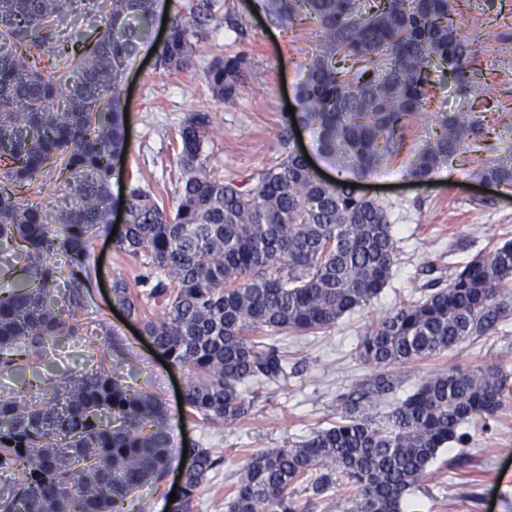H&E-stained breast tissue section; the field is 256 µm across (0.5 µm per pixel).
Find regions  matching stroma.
<instances>
[{
  "mask_svg": "<svg viewBox=\"0 0 512 512\" xmlns=\"http://www.w3.org/2000/svg\"><path fill=\"white\" fill-rule=\"evenodd\" d=\"M214 21L196 45L195 65L184 72L166 71L149 48L125 63L122 80L128 107L129 148L121 171L111 179L114 202H121L129 175L142 174L153 190L172 199L179 175L178 131L190 113L205 109L214 116L206 147V165L225 179L243 181L264 165L280 161L287 150H305L321 178L336 176L321 157L309 129L288 122V104L319 50L314 23L282 26L255 15L252 0H212ZM453 8L474 50L466 94L449 76L438 77L427 104L431 112H454L468 106L482 129L469 153L450 160L426 185L406 177L401 166L364 180L361 190L388 205L397 230V260L381 293L367 305L315 336L289 338V363L299 375L286 385L263 391L249 417L230 429L212 427L184 416L178 388L186 373L165 368L152 355V343L121 322L112 309L110 287L116 275L133 278L139 264L117 251L108 232L91 244L90 261L101 266L80 311L77 336L56 344L41 365L44 374L90 369L89 355L102 345L105 330L115 331L131 351L123 364L128 381L158 394L172 418L170 447L199 443L223 451L222 468L194 497L193 512H224V492L237 483L245 459L263 448H285L311 428L336 417V394L362 378L367 366L357 356L359 339L376 318L417 298L431 281L449 279L461 266L497 241L512 239V187L484 184L483 163L512 148V0H453ZM235 27H228L227 18ZM493 32L495 40L485 39ZM246 53L249 67L235 103L215 100L204 73L218 56ZM500 362L512 370V321L497 333L461 343L442 358L403 367V392L432 373L451 367L472 368ZM470 442L445 449L409 503L415 512H512V395L497 413L490 431L469 426Z\"/></svg>",
  "mask_w": 512,
  "mask_h": 512,
  "instance_id": "stroma-1",
  "label": "stroma"
}]
</instances>
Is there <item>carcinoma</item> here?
Wrapping results in <instances>:
<instances>
[{"label":"carcinoma","mask_w":512,"mask_h":512,"mask_svg":"<svg viewBox=\"0 0 512 512\" xmlns=\"http://www.w3.org/2000/svg\"><path fill=\"white\" fill-rule=\"evenodd\" d=\"M157 0H104L95 34L63 38L55 23L76 0H0V376L21 383L0 398V512H126L125 502L173 464L164 402L124 382L110 356L95 371L56 378L37 369L46 345L77 335V310L93 288L92 230L105 225L109 180L128 150L121 65L150 38ZM279 25L308 18L321 49L296 89L295 120L314 134L336 179H318L307 158H285L236 184L205 164L209 112L179 129L175 212L150 187L129 184L127 223L115 248L144 272L112 280V300L174 367L187 372L185 412L230 428L261 390L298 374L280 344L334 326L378 296L396 261L388 208L352 183L393 163L408 127L424 117L430 138L404 173L428 183L475 141L470 112L426 111L431 72L466 89L473 50L451 18L452 0H253ZM210 0L169 18L160 65H194ZM247 56L217 57L205 80L235 102ZM57 170L71 198L47 219L31 194ZM481 177L512 187V149ZM349 186H343V183ZM61 255L57 262L52 256ZM512 317V240L475 256L448 284L372 322L358 357L371 374L336 395V421L289 448L251 454L224 512H309V501L345 485L347 512H404L439 452L469 442L501 409L511 375L499 364L450 367L396 396L395 370L439 358ZM385 405L382 417L370 410ZM174 512L224 455L195 444Z\"/></svg>","instance_id":"cac0c4a2"}]
</instances>
